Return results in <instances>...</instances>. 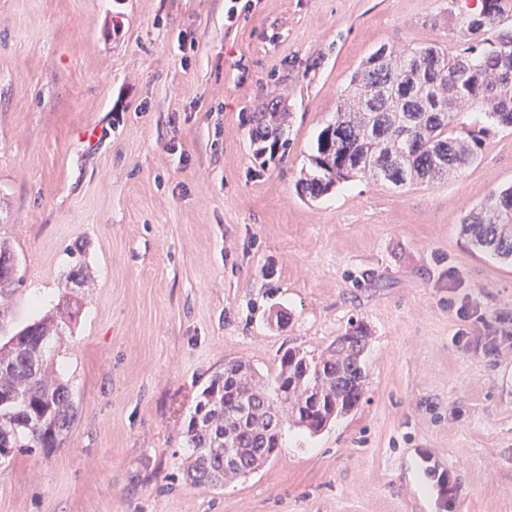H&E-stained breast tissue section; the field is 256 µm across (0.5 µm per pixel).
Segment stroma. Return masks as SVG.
Listing matches in <instances>:
<instances>
[{
  "label": "stroma",
  "mask_w": 512,
  "mask_h": 512,
  "mask_svg": "<svg viewBox=\"0 0 512 512\" xmlns=\"http://www.w3.org/2000/svg\"><path fill=\"white\" fill-rule=\"evenodd\" d=\"M469 9L0 0V238L19 278L0 339L55 311L70 271L90 281L55 356L81 416L60 447L0 459V512H512V264L461 232L512 184V130L435 184H298L363 60L458 52ZM272 110L285 138L260 155ZM355 326L358 407L284 425L223 488L183 482L182 420L225 360L272 376L286 348Z\"/></svg>",
  "instance_id": "stroma-1"
}]
</instances>
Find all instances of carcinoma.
Wrapping results in <instances>:
<instances>
[{
	"instance_id": "carcinoma-1",
	"label": "carcinoma",
	"mask_w": 512,
	"mask_h": 512,
	"mask_svg": "<svg viewBox=\"0 0 512 512\" xmlns=\"http://www.w3.org/2000/svg\"><path fill=\"white\" fill-rule=\"evenodd\" d=\"M503 0H482L464 33L496 35L448 56L438 45L403 55L388 51V62L373 52L350 79L336 120L318 135L313 173L302 189L316 197L341 181L361 177L395 186L438 182L472 164L487 141L512 129V31L499 28ZM462 112L478 114L459 123ZM257 142L283 135L281 115L266 112ZM512 187L471 208L461 231L475 249L512 262ZM14 265L0 266V293L18 287ZM72 303L25 326L0 344V458L35 448H55L71 429L78 406L54 370L50 344L72 322ZM366 333L355 327L325 350L288 348L269 378L251 363L229 360L201 391L188 420L181 459L182 478L193 486L220 487L245 477L275 456L284 423L312 433L358 406L366 378L362 355ZM248 416L240 415L242 404ZM236 462L224 465V439Z\"/></svg>"
}]
</instances>
